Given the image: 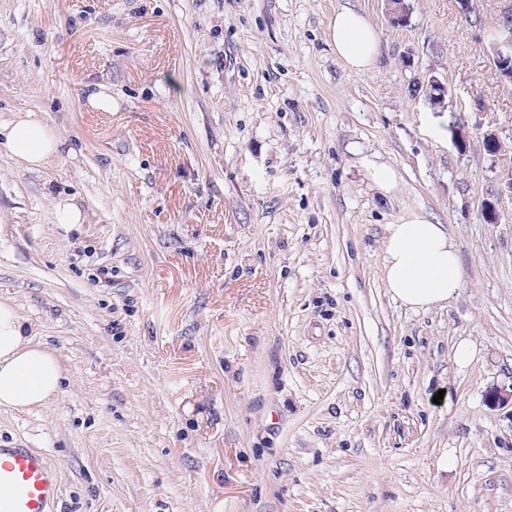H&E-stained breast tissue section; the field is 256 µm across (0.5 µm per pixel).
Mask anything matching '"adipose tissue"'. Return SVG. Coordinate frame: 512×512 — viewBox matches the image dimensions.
Masks as SVG:
<instances>
[{"label": "adipose tissue", "instance_id": "adipose-tissue-1", "mask_svg": "<svg viewBox=\"0 0 512 512\" xmlns=\"http://www.w3.org/2000/svg\"><path fill=\"white\" fill-rule=\"evenodd\" d=\"M327 34L347 69L364 72L373 66L379 35L361 12L337 10ZM0 145L31 171L47 166L59 151L53 129L29 113L0 124ZM383 278L392 298L403 305L438 306L462 286L460 256L442 225L412 213L385 228ZM61 373L55 354L26 335L16 309L0 302V406L21 410L45 405L58 393Z\"/></svg>", "mask_w": 512, "mask_h": 512}]
</instances>
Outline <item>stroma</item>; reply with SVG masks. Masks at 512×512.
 Instances as JSON below:
<instances>
[{"instance_id":"obj_1","label":"stroma","mask_w":512,"mask_h":512,"mask_svg":"<svg viewBox=\"0 0 512 512\" xmlns=\"http://www.w3.org/2000/svg\"><path fill=\"white\" fill-rule=\"evenodd\" d=\"M406 2L0 0V123L61 140L37 172L0 146V302L62 368L0 407V445L55 465L50 512H512V84L487 53L512 0L479 27ZM343 7L379 33L369 71L327 37ZM411 212L462 260L428 309L382 280Z\"/></svg>"}]
</instances>
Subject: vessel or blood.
Returning a JSON list of instances; mask_svg holds the SVG:
<instances>
[{
  "instance_id": "1",
  "label": "vessel or blood",
  "mask_w": 512,
  "mask_h": 512,
  "mask_svg": "<svg viewBox=\"0 0 512 512\" xmlns=\"http://www.w3.org/2000/svg\"><path fill=\"white\" fill-rule=\"evenodd\" d=\"M58 496L56 469L26 448H0V512H48Z\"/></svg>"
}]
</instances>
